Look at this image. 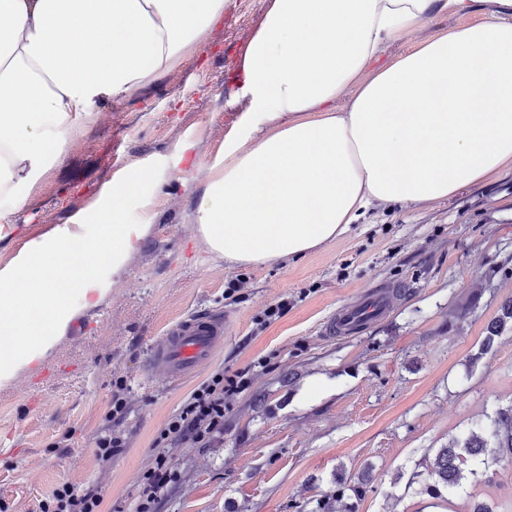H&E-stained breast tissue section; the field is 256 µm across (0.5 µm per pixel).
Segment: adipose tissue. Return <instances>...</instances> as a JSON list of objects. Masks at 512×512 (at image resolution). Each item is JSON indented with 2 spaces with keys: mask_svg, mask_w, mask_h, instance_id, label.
<instances>
[{
  "mask_svg": "<svg viewBox=\"0 0 512 512\" xmlns=\"http://www.w3.org/2000/svg\"><path fill=\"white\" fill-rule=\"evenodd\" d=\"M474 2L271 0L239 70L247 110L194 204L210 252L229 265L296 259L373 203L448 199L512 163V0L379 60L431 13ZM223 10L224 0H0V223L97 106L178 65ZM152 176L129 171L76 231L46 234L0 270V385L62 334L73 294L101 300L96 264L120 265L141 241L126 205Z\"/></svg>",
  "mask_w": 512,
  "mask_h": 512,
  "instance_id": "obj_1",
  "label": "adipose tissue"
}]
</instances>
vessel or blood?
Segmentation results:
<instances>
[{"label": "vessel or blood", "instance_id": "vessel-or-blood-1", "mask_svg": "<svg viewBox=\"0 0 512 512\" xmlns=\"http://www.w3.org/2000/svg\"><path fill=\"white\" fill-rule=\"evenodd\" d=\"M227 328L223 314L215 312L194 314L173 325L153 348L151 375L176 381L197 372L223 343Z\"/></svg>", "mask_w": 512, "mask_h": 512}]
</instances>
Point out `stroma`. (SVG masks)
<instances>
[{"instance_id":"stroma-1","label":"stroma","mask_w":512,"mask_h":512,"mask_svg":"<svg viewBox=\"0 0 512 512\" xmlns=\"http://www.w3.org/2000/svg\"><path fill=\"white\" fill-rule=\"evenodd\" d=\"M269 0H224L221 18L183 63L127 99L98 108L0 228V268L23 246L99 202L128 170L151 168L129 208L146 226L118 268L103 266L102 301L76 307L38 362L0 386V512H40L57 486L102 485L105 512H134L158 432L216 372L248 373L224 403V429L206 446L180 443L162 512H299L336 490L337 472L371 467L358 512H468L471 499L512 512V465L472 478L467 493L431 504L408 490L436 448L512 404V337L475 369L488 323L512 298V165L439 201L373 206L363 223L296 260L234 266L211 253L194 222L209 168L247 102L234 80ZM432 13L385 44L381 61L496 15ZM389 308L350 336L341 311L375 290ZM464 319L451 311L472 292ZM285 304L266 321L268 309ZM200 310L228 315L231 333L195 375L146 371L166 328ZM128 385L126 448L102 471L94 438L112 384Z\"/></svg>"}]
</instances>
